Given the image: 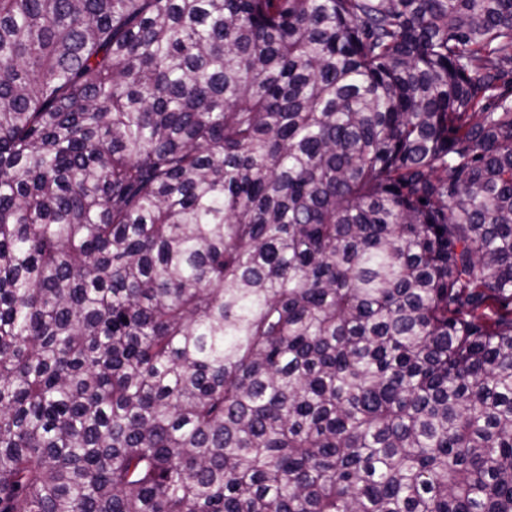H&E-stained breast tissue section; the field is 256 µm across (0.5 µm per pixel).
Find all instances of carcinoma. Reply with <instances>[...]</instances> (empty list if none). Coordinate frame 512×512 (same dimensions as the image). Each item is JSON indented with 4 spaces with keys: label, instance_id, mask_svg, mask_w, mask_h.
I'll use <instances>...</instances> for the list:
<instances>
[{
    "label": "carcinoma",
    "instance_id": "carcinoma-1",
    "mask_svg": "<svg viewBox=\"0 0 512 512\" xmlns=\"http://www.w3.org/2000/svg\"><path fill=\"white\" fill-rule=\"evenodd\" d=\"M0 512H512V0H0Z\"/></svg>",
    "mask_w": 512,
    "mask_h": 512
}]
</instances>
